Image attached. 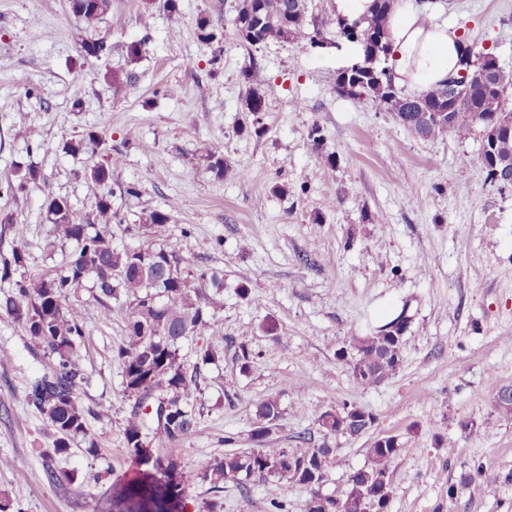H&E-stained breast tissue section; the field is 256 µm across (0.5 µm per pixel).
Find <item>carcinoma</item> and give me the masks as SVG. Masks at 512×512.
<instances>
[{"mask_svg":"<svg viewBox=\"0 0 512 512\" xmlns=\"http://www.w3.org/2000/svg\"><path fill=\"white\" fill-rule=\"evenodd\" d=\"M72 10L87 24L76 35L85 56L99 58L108 53L104 41L92 37L89 29L110 6V0H70ZM394 0H374L372 14L365 20L348 23L336 20L337 34L357 48L356 60L380 56L388 46L387 23ZM238 38L252 46L274 40H290L315 46L325 40L323 23L308 19V0H241L233 20ZM466 74L454 78L458 95L455 108L448 112V84H440L419 96L397 88L386 70L370 73L360 68H342L336 75V91L354 101L371 100L380 110L396 112L402 125L415 137L430 140L444 132L467 138L478 129L507 121L512 124V75L496 66L488 49L467 42ZM244 110L253 115L255 133H260L259 114L266 111L264 95L251 86ZM487 177L501 169L512 176V131L499 135L496 143L482 149ZM120 159L111 157L90 169V179L102 192L95 215L96 223L72 221L67 202L52 199L46 209L56 238L72 243L58 270L37 279L17 280L12 290L0 296V313L17 322L34 346L54 357L51 369L38 377L28 394L29 403L43 414L53 428L56 439L53 454L67 452L70 441L78 436L96 447L86 427L84 410L79 404L84 376L73 355L84 337L83 301L80 291L93 283L95 300L102 306L103 317H110L108 301L124 300L127 321L118 357L123 360V387L129 397H137L135 410L126 420L123 435L126 447L135 460L131 478L122 479L111 488L110 506L118 512H176L185 486L198 479L258 480L266 484L270 495L283 484L311 488L306 512H320L314 487L321 484L331 463L333 449L311 446V438L298 437L292 448H261L229 453L203 474H187L172 457L154 455L153 445H171L190 439L197 421L189 409L195 377L179 354V344L187 336L201 335L211 327L215 310L202 304L197 289L206 285L219 288L222 278L215 272L191 271L182 267L171 276L170 262L183 259L165 240L169 213L153 211L144 226L149 235L133 247L114 246L112 222H121L112 210V169ZM0 223L13 234L15 245L8 254H0V280H8L13 268L23 266L25 228L13 224L9 217ZM406 308L379 329L360 339L359 358L350 363L356 382L375 386L388 379L397 369L402 344L381 338L385 328L405 320ZM155 399L154 410L144 411L145 400ZM340 412L360 417L351 433H365L375 421L372 412L360 406H343ZM281 416L274 400L262 403L257 410L254 438L262 440V426L275 424ZM370 466L350 476L346 500L358 506L376 497L373 475L388 470L401 452L394 438L377 439L368 449Z\"/></svg>","mask_w":512,"mask_h":512,"instance_id":"obj_1","label":"carcinoma"}]
</instances>
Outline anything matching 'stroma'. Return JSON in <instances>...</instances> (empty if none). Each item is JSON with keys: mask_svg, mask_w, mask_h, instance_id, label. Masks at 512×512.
<instances>
[{"mask_svg": "<svg viewBox=\"0 0 512 512\" xmlns=\"http://www.w3.org/2000/svg\"><path fill=\"white\" fill-rule=\"evenodd\" d=\"M239 2L178 0L171 12L164 0H111L95 31L111 51L96 59L74 39L83 21L69 0H0V218L26 229V263L11 280L60 265L69 248L47 247V199L91 222L101 191L88 171L119 155L115 243L137 244L142 217L169 208L167 234L187 266L224 279L223 291L206 290L213 325L180 343L197 373L196 433L165 449L197 476L180 512H304L311 491L301 485L272 495L255 480L200 478L224 454L290 448L304 434L333 451L322 494L345 497L372 442L393 436L402 452L389 466L387 512H512V414L496 406L498 390L512 387V186L488 179L480 135L421 140L391 113L337 93L351 52L332 45V0L309 4L326 23L322 49L243 45L232 25ZM447 3L449 26L512 72V0ZM203 18L222 42L220 59L197 37ZM249 66L266 100L259 136L243 110ZM91 131L103 139L98 149L66 152ZM213 153L233 176L210 171ZM30 167L36 182L6 193ZM80 297L74 359L89 436L51 460L54 432L28 393L53 359L0 314V500L13 512H102L113 482L133 468L123 428L135 400L123 393L117 354L126 308L112 303L106 320L89 290ZM402 310L410 322L397 371L377 386L357 383L356 340ZM207 348L216 359L199 365ZM269 399L281 417L258 442L257 409ZM346 403L371 411L372 427L323 435L318 413ZM49 462L74 482L50 485Z\"/></svg>", "mask_w": 512, "mask_h": 512, "instance_id": "obj_1", "label": "stroma"}]
</instances>
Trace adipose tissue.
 <instances>
[{
  "mask_svg": "<svg viewBox=\"0 0 512 512\" xmlns=\"http://www.w3.org/2000/svg\"><path fill=\"white\" fill-rule=\"evenodd\" d=\"M446 8L445 0H396L385 66L407 92L422 93L459 68L462 36L444 21Z\"/></svg>",
  "mask_w": 512,
  "mask_h": 512,
  "instance_id": "obj_1",
  "label": "adipose tissue"
}]
</instances>
